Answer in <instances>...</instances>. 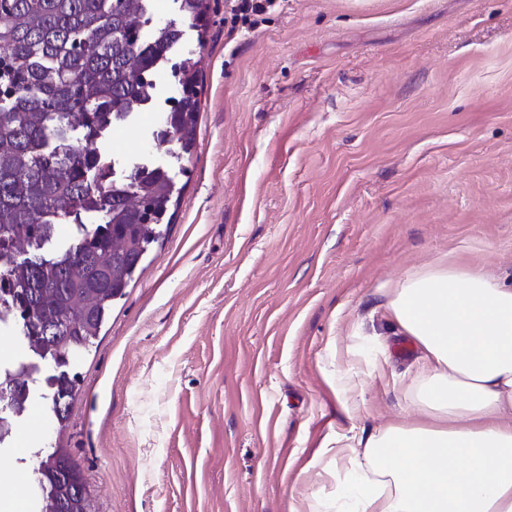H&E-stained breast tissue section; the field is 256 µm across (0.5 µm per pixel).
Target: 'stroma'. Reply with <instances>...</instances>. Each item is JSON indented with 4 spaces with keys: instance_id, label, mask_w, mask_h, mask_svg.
Here are the masks:
<instances>
[{
    "instance_id": "1",
    "label": "stroma",
    "mask_w": 512,
    "mask_h": 512,
    "mask_svg": "<svg viewBox=\"0 0 512 512\" xmlns=\"http://www.w3.org/2000/svg\"><path fill=\"white\" fill-rule=\"evenodd\" d=\"M208 0L196 145L156 140L176 86L103 142L170 169L172 224L89 350L49 443L97 512H336V437L418 410L399 280L458 262L512 283V0Z\"/></svg>"
}]
</instances>
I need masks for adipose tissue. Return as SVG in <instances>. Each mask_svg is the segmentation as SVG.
I'll list each match as a JSON object with an SVG mask.
<instances>
[{"label": "adipose tissue", "instance_id": "1", "mask_svg": "<svg viewBox=\"0 0 512 512\" xmlns=\"http://www.w3.org/2000/svg\"><path fill=\"white\" fill-rule=\"evenodd\" d=\"M389 308L422 352L421 416L349 437L344 512H512V286L438 265Z\"/></svg>", "mask_w": 512, "mask_h": 512}]
</instances>
